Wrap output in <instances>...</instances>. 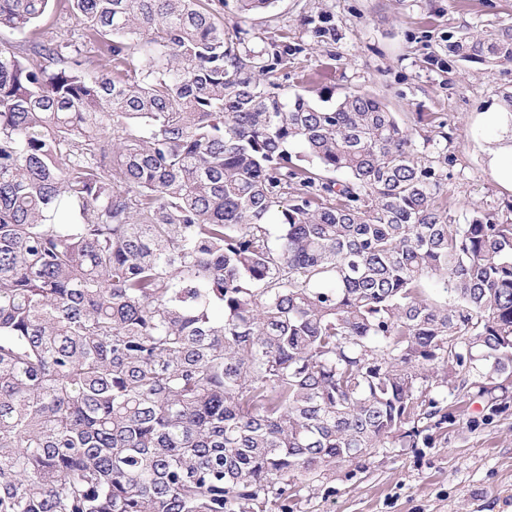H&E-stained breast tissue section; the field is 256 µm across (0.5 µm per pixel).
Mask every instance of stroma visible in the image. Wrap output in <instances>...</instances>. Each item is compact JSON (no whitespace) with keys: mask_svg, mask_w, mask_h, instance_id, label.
<instances>
[{"mask_svg":"<svg viewBox=\"0 0 512 512\" xmlns=\"http://www.w3.org/2000/svg\"><path fill=\"white\" fill-rule=\"evenodd\" d=\"M512 25V0H278L266 13L242 17L225 0L224 27L241 28L245 47L288 36L285 90L314 101L352 91L382 99L414 134L445 130L451 223L471 211L497 214L512 186L497 180V148L488 113L512 90V64L460 63L449 36ZM463 414L443 425L430 448H391L357 465L337 466L289 497L290 512H512V406L492 423L484 402L462 398Z\"/></svg>","mask_w":512,"mask_h":512,"instance_id":"1","label":"stroma"}]
</instances>
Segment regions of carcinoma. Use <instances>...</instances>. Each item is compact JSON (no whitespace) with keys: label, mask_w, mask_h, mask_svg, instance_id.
Listing matches in <instances>:
<instances>
[{"label":"carcinoma","mask_w":512,"mask_h":512,"mask_svg":"<svg viewBox=\"0 0 512 512\" xmlns=\"http://www.w3.org/2000/svg\"><path fill=\"white\" fill-rule=\"evenodd\" d=\"M52 3L75 28L0 41V512H288L461 398L507 408L512 204L449 222L447 132L288 95V35L242 50L224 0L0 27ZM448 55L512 62V25Z\"/></svg>","instance_id":"carcinoma-1"}]
</instances>
